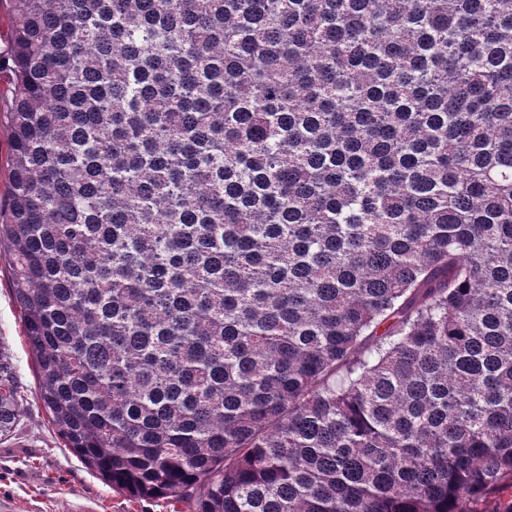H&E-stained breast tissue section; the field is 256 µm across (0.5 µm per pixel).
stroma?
<instances>
[{
    "label": "stroma",
    "mask_w": 512,
    "mask_h": 512,
    "mask_svg": "<svg viewBox=\"0 0 512 512\" xmlns=\"http://www.w3.org/2000/svg\"><path fill=\"white\" fill-rule=\"evenodd\" d=\"M0 256V359L24 399V415L0 439V512H174L162 500H136L112 490L67 448L35 394V358Z\"/></svg>",
    "instance_id": "35a3bbf8"
}]
</instances>
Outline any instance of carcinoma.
Wrapping results in <instances>:
<instances>
[{
  "instance_id": "carcinoma-1",
  "label": "carcinoma",
  "mask_w": 512,
  "mask_h": 512,
  "mask_svg": "<svg viewBox=\"0 0 512 512\" xmlns=\"http://www.w3.org/2000/svg\"><path fill=\"white\" fill-rule=\"evenodd\" d=\"M10 11L0 249L73 455L187 512H512V0ZM9 137V127L6 123V119L2 118L0 122V203L2 206L6 204L9 187Z\"/></svg>"
}]
</instances>
